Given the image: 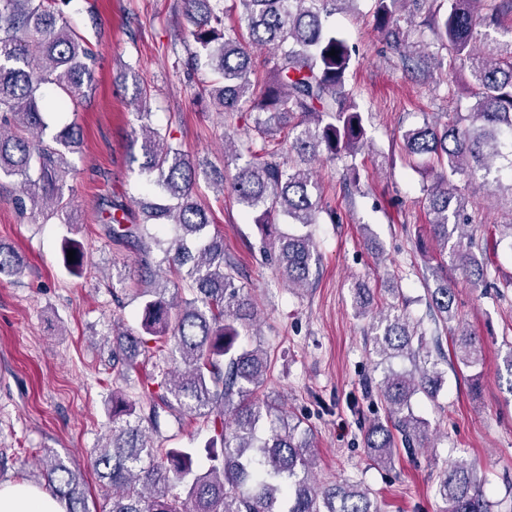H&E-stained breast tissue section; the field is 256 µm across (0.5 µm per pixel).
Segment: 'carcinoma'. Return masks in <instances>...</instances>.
Here are the masks:
<instances>
[{
  "label": "carcinoma",
  "mask_w": 512,
  "mask_h": 512,
  "mask_svg": "<svg viewBox=\"0 0 512 512\" xmlns=\"http://www.w3.org/2000/svg\"><path fill=\"white\" fill-rule=\"evenodd\" d=\"M355 2L231 0L226 7L224 0H183L196 45L193 63L221 78L209 89L213 102L221 112L253 115L255 136L234 149L235 159L247 160L236 168L232 189L291 290L306 286L319 262L311 227L319 223L323 200L312 162L322 155L339 160L355 181L357 155L370 142L348 83L354 50L330 23ZM55 4L0 0V181L19 184L20 207L29 203L48 218L68 221L67 155L82 144L80 130L70 124L52 132L46 115L93 90L94 54ZM233 12L247 31L245 43L226 33ZM504 15L512 17V0H374L375 29L405 73L425 78L437 65L468 74L465 111L405 131L403 151L436 170L425 197L429 233L474 284L485 281L484 254L474 250L468 198L455 177L485 188L512 213V28L500 32ZM260 68L266 73L261 86L252 79ZM138 119L140 138L133 143L140 144L141 172L161 202L142 220L120 204L106 215L107 238L135 248L144 269L133 291L142 305L141 331L116 334L112 369L127 383L139 358L162 364L139 381L138 399L112 389V437L92 462L103 489L99 512H379L358 482H317L310 430L285 421L281 402L261 393L270 360L261 345L241 343L257 335L258 309L236 284L241 270L224 254V234L210 231L205 207L193 198L208 172L164 142L151 113ZM281 224L291 230H278ZM61 255L67 271L82 276V245L66 237ZM22 270L21 257L0 244V275ZM166 270L176 282L163 276ZM432 276V319L451 333L457 364L481 368L482 346L458 313L447 265L438 263ZM353 300L357 313L371 318L380 361L413 363L409 370L387 367L377 387L386 418L364 435L371 460L389 465L398 448L411 453L428 440L429 422L414 414L412 398L434 397L442 372L425 332L406 311L373 310L362 284L353 288ZM168 417L179 424L199 420L211 433L206 471L194 467L195 449L154 441ZM40 476L66 512H90L81 474L64 457L46 452ZM436 493L446 512H492L476 468L463 459L444 470Z\"/></svg>",
  "instance_id": "cac0c4a2"
}]
</instances>
